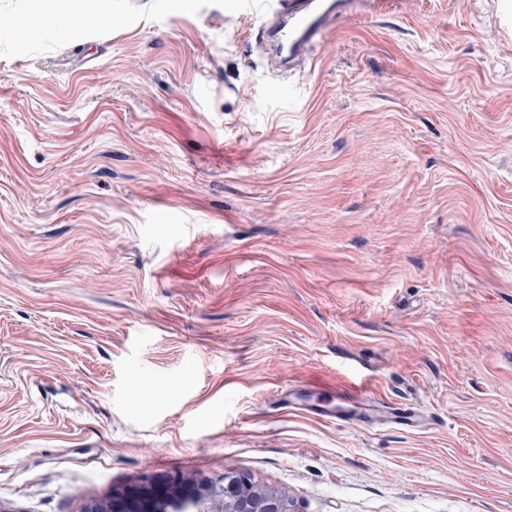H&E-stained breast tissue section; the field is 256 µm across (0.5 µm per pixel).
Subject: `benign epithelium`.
<instances>
[{
	"instance_id": "7a95c632",
	"label": "benign epithelium",
	"mask_w": 512,
	"mask_h": 512,
	"mask_svg": "<svg viewBox=\"0 0 512 512\" xmlns=\"http://www.w3.org/2000/svg\"><path fill=\"white\" fill-rule=\"evenodd\" d=\"M88 512H293L288 498L229 469L218 480H145Z\"/></svg>"
}]
</instances>
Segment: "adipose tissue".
<instances>
[{
    "mask_svg": "<svg viewBox=\"0 0 512 512\" xmlns=\"http://www.w3.org/2000/svg\"><path fill=\"white\" fill-rule=\"evenodd\" d=\"M90 17L81 0H35L31 11L18 14L15 31L20 44H28L31 38L58 23H65L70 32L83 31Z\"/></svg>",
    "mask_w": 512,
    "mask_h": 512,
    "instance_id": "1",
    "label": "adipose tissue"
}]
</instances>
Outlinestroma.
I'll list each match as a JSON object with an SVG mask.
<instances>
[{"instance_id":"35a3bbf8","label":"stroma","mask_w":512,"mask_h":512,"mask_svg":"<svg viewBox=\"0 0 512 512\" xmlns=\"http://www.w3.org/2000/svg\"><path fill=\"white\" fill-rule=\"evenodd\" d=\"M0 0V512L235 469L295 512H512V0H386L282 79L245 0ZM410 402L306 412L315 383ZM32 1L36 2L34 8L31 11L18 14L15 19L14 27L19 49H24L31 38L60 22H64L71 33L83 31L89 23L90 17L87 13V6L79 2L96 0ZM394 411L384 423H396L409 429H419L424 426L426 418L421 410L412 406L392 407Z\"/></svg>"}]
</instances>
